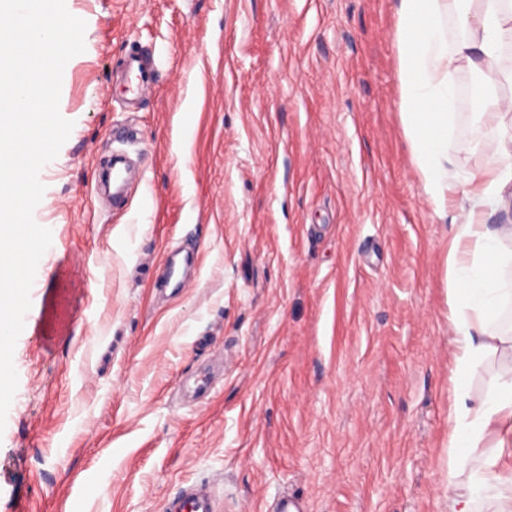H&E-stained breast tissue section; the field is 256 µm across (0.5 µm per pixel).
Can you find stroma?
Masks as SVG:
<instances>
[{"label": "stroma", "mask_w": 512, "mask_h": 512, "mask_svg": "<svg viewBox=\"0 0 512 512\" xmlns=\"http://www.w3.org/2000/svg\"><path fill=\"white\" fill-rule=\"evenodd\" d=\"M85 50L43 171L0 512H448L450 219L399 111L394 0H66ZM154 62L127 102L123 61ZM454 168L487 162L455 73ZM471 148L456 153L457 143ZM142 178L97 190L112 150ZM189 288H159L167 249ZM163 512H216L206 484L196 483L183 489L178 498L164 503Z\"/></svg>", "instance_id": "1"}]
</instances>
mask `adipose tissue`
<instances>
[{
    "mask_svg": "<svg viewBox=\"0 0 512 512\" xmlns=\"http://www.w3.org/2000/svg\"><path fill=\"white\" fill-rule=\"evenodd\" d=\"M395 13L404 134L429 203L442 215L451 197L469 205L451 221L448 251V512H512V329L496 327L512 305V224L486 223L481 212L512 187V108L473 101L492 132L481 174H454L448 152L453 75L466 68L496 82L512 47V0H395ZM452 25L460 31L453 43ZM491 360L498 369L474 396L472 378Z\"/></svg>",
    "mask_w": 512,
    "mask_h": 512,
    "instance_id": "1",
    "label": "adipose tissue"
}]
</instances>
